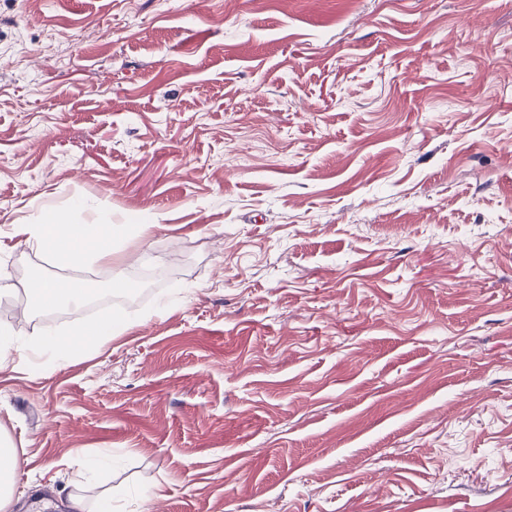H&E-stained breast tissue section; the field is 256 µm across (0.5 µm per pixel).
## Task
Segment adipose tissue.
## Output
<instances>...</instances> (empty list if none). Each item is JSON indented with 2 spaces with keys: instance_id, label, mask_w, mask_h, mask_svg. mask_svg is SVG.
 <instances>
[{
  "instance_id": "ef3b65f1",
  "label": "adipose tissue",
  "mask_w": 512,
  "mask_h": 512,
  "mask_svg": "<svg viewBox=\"0 0 512 512\" xmlns=\"http://www.w3.org/2000/svg\"><path fill=\"white\" fill-rule=\"evenodd\" d=\"M19 235L36 240L42 250L54 259H71L80 242H91L98 236L97 224L69 225L60 223L53 216H46L37 224H20Z\"/></svg>"
}]
</instances>
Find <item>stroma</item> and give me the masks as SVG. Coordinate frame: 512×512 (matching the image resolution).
Returning <instances> with one entry per match:
<instances>
[{
  "mask_svg": "<svg viewBox=\"0 0 512 512\" xmlns=\"http://www.w3.org/2000/svg\"><path fill=\"white\" fill-rule=\"evenodd\" d=\"M509 144L512 0H0L13 512H512ZM97 222L91 224H60L51 215H46L39 224H18L16 235L35 239L42 250L54 259H71L80 242L95 241L98 236ZM81 297L79 288H63L56 282L34 278L29 284V301L32 307L43 309Z\"/></svg>",
  "mask_w": 512,
  "mask_h": 512,
  "instance_id": "35a3bbf8",
  "label": "stroma"
}]
</instances>
